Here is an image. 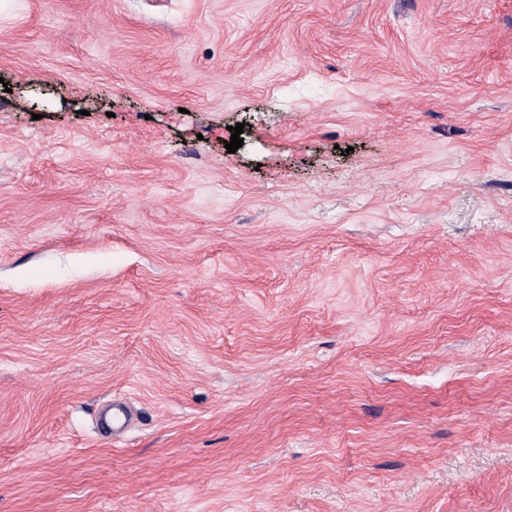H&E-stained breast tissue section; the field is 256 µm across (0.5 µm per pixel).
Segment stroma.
Wrapping results in <instances>:
<instances>
[{"instance_id":"1","label":"stroma","mask_w":512,"mask_h":512,"mask_svg":"<svg viewBox=\"0 0 512 512\" xmlns=\"http://www.w3.org/2000/svg\"><path fill=\"white\" fill-rule=\"evenodd\" d=\"M0 78V512H512V0H6ZM134 415L130 407L123 401H113L112 403V417L101 419L99 422L100 428L112 430V439L123 435L127 429L132 425Z\"/></svg>"}]
</instances>
